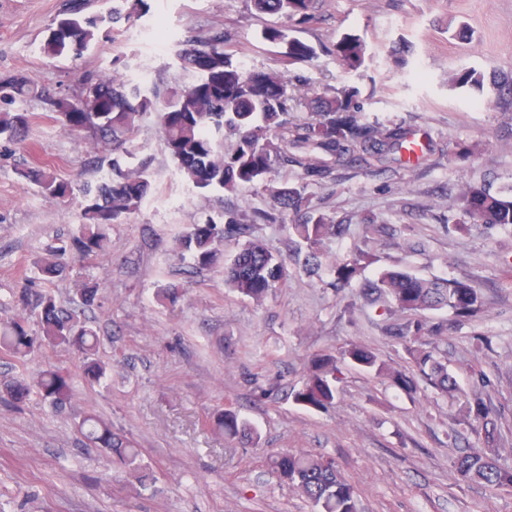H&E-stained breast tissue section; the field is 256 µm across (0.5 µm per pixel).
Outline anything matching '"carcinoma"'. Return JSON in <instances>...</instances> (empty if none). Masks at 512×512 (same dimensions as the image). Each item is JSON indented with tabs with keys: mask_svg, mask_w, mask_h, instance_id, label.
Segmentation results:
<instances>
[{
	"mask_svg": "<svg viewBox=\"0 0 512 512\" xmlns=\"http://www.w3.org/2000/svg\"><path fill=\"white\" fill-rule=\"evenodd\" d=\"M130 4L122 11L111 7L106 14H89L93 0L80 9L65 0L61 18L48 28L41 51L51 57L65 53L80 55L103 37L112 38V24L139 15L144 0H121ZM256 11L286 18L310 20L319 0H252ZM314 49L301 41L288 42V58L302 61ZM343 65L357 69L364 63L365 45L358 38H344L336 45ZM224 31L214 29L200 39L186 42L176 53L180 67L198 74L199 79L180 89L145 91L125 76L100 72L83 75L82 86L89 89L95 111L81 112L72 99L47 88H38L21 71L0 75V141L22 143L29 127V114L13 108L30 97H39L56 113L62 131L72 134L91 130L93 162L107 163L102 179L82 190V223L69 247H49L37 263L44 280L59 277L66 269V254L81 259L104 251L112 225L139 211L156 191L147 162L131 163L133 135L148 115H155L165 147L179 176L199 192H234L262 179L275 168L296 166L307 184H321L333 174L332 163L374 159L386 161L408 151L410 132L400 125L371 124L360 120V105L348 91L332 95L311 87L299 95L288 92V82L271 69L245 70L233 62ZM462 87L483 88L484 75L465 69L453 76ZM501 103L512 109V75L493 79ZM310 113L303 122L288 121L290 103ZM234 137L224 148V137ZM20 175L37 185L49 199L63 200L72 194V185L57 178L46 167L26 168ZM273 210L253 215V220L275 222L287 212L292 215L288 229L308 248L306 261L321 263L324 239L342 233L341 225L317 211L297 187L283 182L268 187ZM460 209L473 224L512 225V194H492L484 187L467 184L459 197ZM243 233L238 214L226 211L223 220L194 224L177 240L180 254L189 255L193 265L212 268L224 260L222 243ZM368 261V255L354 252L332 265L333 285L345 288ZM288 276L286 263L259 239L245 241L224 266V284L255 301ZM360 293L372 297L387 315L400 323L389 328L398 339L427 336V347L409 351L413 371L396 370L370 348L350 345L340 353L312 356L302 386L292 392L293 400L319 412L336 399L337 383L347 365L384 376L400 391L412 395L419 381L428 382L442 395H454L457 381L438 357L436 340L448 332L442 322L429 323L423 315L447 309L458 317L477 316L483 309L478 288L468 278L426 279L404 269H385L373 280L359 285ZM101 290L98 281L79 285L82 304L90 307ZM11 300L21 314L0 322V353L18 361L48 348L66 347L82 359L87 383L107 378L111 367L98 357L100 338L88 321L62 307L49 292L27 286L12 293ZM63 411L71 406L70 378L56 367L42 370L33 381L16 378L5 383L4 403L19 407L33 391ZM465 419L478 444L467 448L453 461L460 484H479L491 491L512 490V467L501 463L497 443L501 439L498 416L484 398L474 394L463 401ZM208 424L224 437L256 440L250 424L230 409L216 411ZM85 445L104 449L112 461L131 471L140 485L153 480L142 464L134 442L112 429V425L86 414L77 423ZM269 469L279 480L305 496L315 512H358V492L328 455H312L290 450L271 454Z\"/></svg>",
	"mask_w": 512,
	"mask_h": 512,
	"instance_id": "carcinoma-1",
	"label": "carcinoma"
}]
</instances>
